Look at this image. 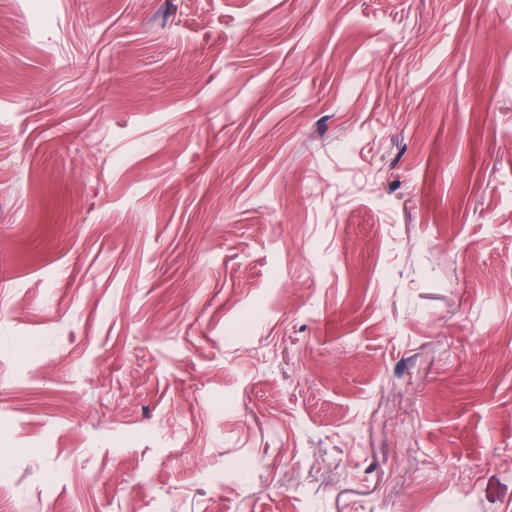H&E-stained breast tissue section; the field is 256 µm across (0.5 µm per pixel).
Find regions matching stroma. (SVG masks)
Returning <instances> with one entry per match:
<instances>
[{"mask_svg": "<svg viewBox=\"0 0 512 512\" xmlns=\"http://www.w3.org/2000/svg\"><path fill=\"white\" fill-rule=\"evenodd\" d=\"M0 9V512H512V0Z\"/></svg>", "mask_w": 512, "mask_h": 512, "instance_id": "1", "label": "stroma"}]
</instances>
